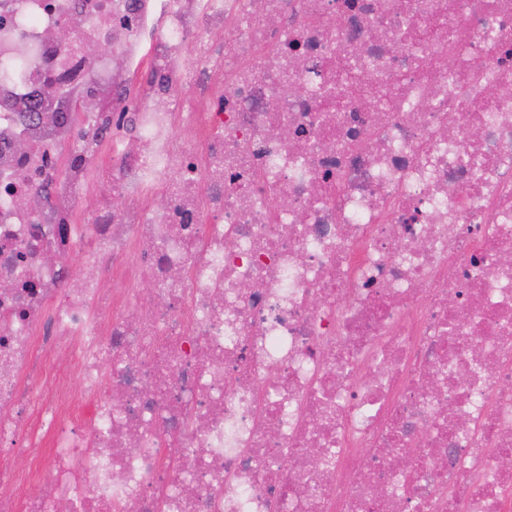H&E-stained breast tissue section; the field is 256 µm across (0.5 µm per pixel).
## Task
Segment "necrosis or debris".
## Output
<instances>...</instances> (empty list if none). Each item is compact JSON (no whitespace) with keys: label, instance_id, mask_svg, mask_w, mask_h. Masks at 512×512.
Here are the masks:
<instances>
[{"label":"necrosis or debris","instance_id":"1","mask_svg":"<svg viewBox=\"0 0 512 512\" xmlns=\"http://www.w3.org/2000/svg\"><path fill=\"white\" fill-rule=\"evenodd\" d=\"M0 63V512H512V0H0Z\"/></svg>","mask_w":512,"mask_h":512}]
</instances>
